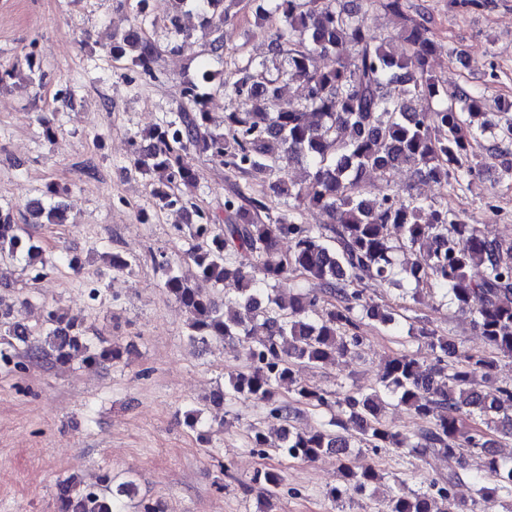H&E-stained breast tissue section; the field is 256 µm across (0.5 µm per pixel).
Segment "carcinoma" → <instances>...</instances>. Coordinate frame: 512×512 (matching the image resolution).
Instances as JSON below:
<instances>
[{"mask_svg": "<svg viewBox=\"0 0 512 512\" xmlns=\"http://www.w3.org/2000/svg\"><path fill=\"white\" fill-rule=\"evenodd\" d=\"M145 2L136 0L132 27L111 36L108 52L149 74L158 47L143 34ZM190 3L201 17L207 55L223 62L227 0H170V51H179L187 37L175 19ZM382 6L399 24V52L373 35L367 10L360 7L346 10L339 0H255L257 15L278 20L270 44L282 62L273 72L249 64L240 68L233 88L248 104L224 113L227 133L211 129L204 87L213 72L203 65L184 82L180 112L145 135L150 148L137 146L132 152L134 169L152 176L157 205L185 214L177 231L191 241L188 258L196 274L181 275L165 258L154 264L162 272L164 292L186 314L188 340L220 341L245 357L247 371L230 374L228 386L213 394V404L253 401L281 423L275 435L251 429L250 447L257 453L272 448L301 461L336 455L338 482L326 497L338 512L382 484L376 470L353 461L351 449L362 447L448 459V473L419 491H389L388 512H468L477 504L483 512L503 505L512 512V455L494 451L493 439L495 434L512 437V384H481L491 379L499 358H512V241L489 240L478 225L425 199L397 193L376 199L364 193L369 173L403 165L453 189L469 184L480 166L474 142L488 134L491 158L511 153L512 119L484 111L483 97L450 88L433 75V34L409 19L408 0H384ZM332 56L335 64H319ZM290 80L302 84L306 96L285 105L282 87ZM389 85L398 86L397 95L385 92ZM192 153L261 180L284 164H296L305 179L271 184L283 199L275 215H261L266 205L237 187L224 202L219 224L192 202L200 180L188 159ZM68 192L66 186L47 184L28 204V223H66L58 198ZM310 209L325 214L327 223H303ZM107 259L112 271L128 275L138 262L119 254ZM0 261L23 263L33 281L56 268L9 206H0ZM474 267L482 268L476 279L469 276ZM298 276L317 288L300 287ZM229 279L237 282L238 293L226 299L221 293ZM365 279L403 286L414 296L428 290L450 300L488 348L467 350L426 319L405 326L400 314L363 303L357 285ZM29 305L27 298L8 303L0 295V368L23 370L26 359L66 366L78 355L83 364L98 366L123 357L120 343L88 335L57 309L29 326L23 315ZM367 320L391 331L407 329L412 341L427 348L429 360L412 352L390 357L367 389L340 383L331 392L300 381L296 368L330 365L356 353ZM284 391L291 399L283 398ZM296 404L331 417L319 428H299L293 424ZM388 405L405 408L425 426L414 433L394 429L383 417ZM471 454L484 456L483 471L493 484H484L480 475L470 477L468 504L455 489ZM251 482L270 502L282 475L264 467ZM58 486L56 512H120L122 501L134 494L133 482L116 483L109 471L93 486L75 475Z\"/></svg>", "mask_w": 512, "mask_h": 512, "instance_id": "obj_1", "label": "carcinoma"}]
</instances>
